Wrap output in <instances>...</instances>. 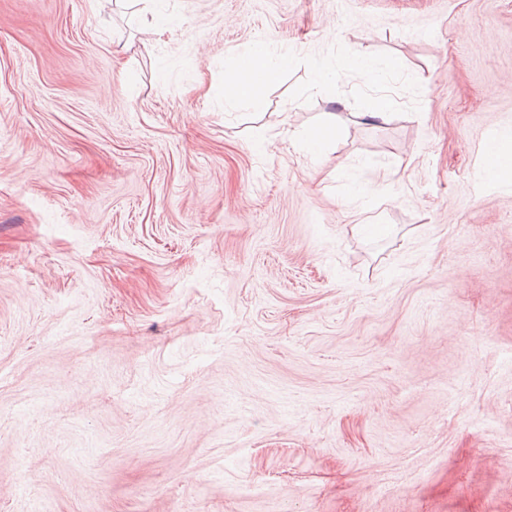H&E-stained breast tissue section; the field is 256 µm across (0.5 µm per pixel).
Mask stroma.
<instances>
[{
	"label": "stroma",
	"instance_id": "obj_1",
	"mask_svg": "<svg viewBox=\"0 0 512 512\" xmlns=\"http://www.w3.org/2000/svg\"><path fill=\"white\" fill-rule=\"evenodd\" d=\"M505 126L512 0H0V512H512ZM288 56L269 53L265 46H255L237 54L225 73V98L231 106L250 104L257 90L276 82L288 68ZM335 136L336 124L326 120L307 134L303 141L304 147L312 154H321Z\"/></svg>",
	"mask_w": 512,
	"mask_h": 512
}]
</instances>
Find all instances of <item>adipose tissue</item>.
<instances>
[{"instance_id":"obj_1","label":"adipose tissue","mask_w":512,"mask_h":512,"mask_svg":"<svg viewBox=\"0 0 512 512\" xmlns=\"http://www.w3.org/2000/svg\"><path fill=\"white\" fill-rule=\"evenodd\" d=\"M288 63L287 56L271 54L262 45L237 54L225 74L227 102L233 106L252 103L257 90L276 82Z\"/></svg>"}]
</instances>
